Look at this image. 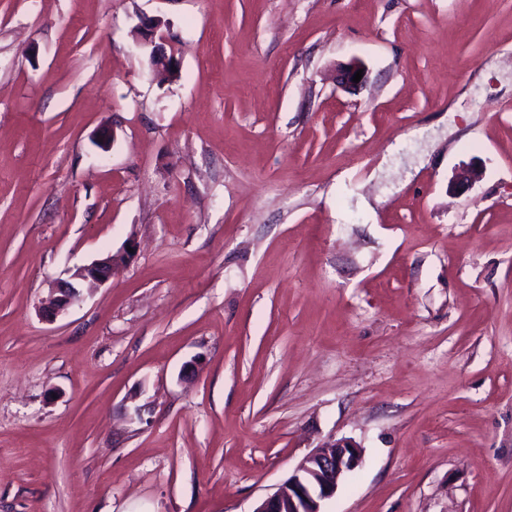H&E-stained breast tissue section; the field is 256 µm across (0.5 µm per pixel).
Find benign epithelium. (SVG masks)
<instances>
[{
    "instance_id": "7a95c632",
    "label": "benign epithelium",
    "mask_w": 512,
    "mask_h": 512,
    "mask_svg": "<svg viewBox=\"0 0 512 512\" xmlns=\"http://www.w3.org/2000/svg\"><path fill=\"white\" fill-rule=\"evenodd\" d=\"M163 26L164 22L159 18L148 20L139 27L136 42L142 48L152 47L151 62L172 74L178 61L174 54L166 52ZM359 69L361 66L356 63L347 64L338 70L336 82L345 88L356 86L353 77ZM480 176L479 167L466 165L455 173L452 182L456 188L464 189ZM128 258L127 253L108 254L76 268L71 280L60 281L53 288V295L44 308L45 317L53 319L78 303L81 300L78 284L106 283ZM361 463L362 453L356 443L347 439L335 440L306 456L287 480L260 500L253 512H323V503L336 494L341 480L353 473Z\"/></svg>"
}]
</instances>
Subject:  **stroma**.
<instances>
[{
	"label": "stroma",
	"instance_id": "35a3bbf8",
	"mask_svg": "<svg viewBox=\"0 0 512 512\" xmlns=\"http://www.w3.org/2000/svg\"><path fill=\"white\" fill-rule=\"evenodd\" d=\"M341 438L324 512H512V0H0V512H253ZM163 26L164 22L158 18L144 22L139 27L136 42L142 48L146 46L152 47L150 58L154 65L171 74H176L178 71V61L173 52L167 55L164 43L166 36L162 31ZM172 67H176V70H172ZM129 258L128 253L107 254L88 265L77 267L71 275L74 281H59L53 288V295L44 308L46 318L53 319L58 314L68 310L81 300V294L76 285L81 282L104 284L112 278L115 270L124 265Z\"/></svg>",
	"mask_w": 512,
	"mask_h": 512
}]
</instances>
